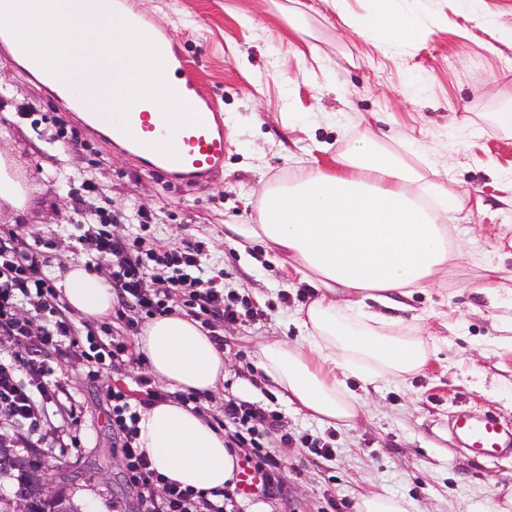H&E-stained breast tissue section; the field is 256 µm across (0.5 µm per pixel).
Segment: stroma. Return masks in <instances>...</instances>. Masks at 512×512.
<instances>
[{
    "label": "stroma",
    "instance_id": "stroma-1",
    "mask_svg": "<svg viewBox=\"0 0 512 512\" xmlns=\"http://www.w3.org/2000/svg\"><path fill=\"white\" fill-rule=\"evenodd\" d=\"M440 23L408 48L380 49L345 28L330 0H133L178 40L189 69L224 116V170L205 186L178 187L143 174L128 155L90 138L92 155L49 143L36 122L56 112L77 120L0 55V165L21 187L18 204L0 199V228L35 234L46 260L45 276L86 260L78 216L65 202L69 178L92 171L110 208L130 206L158 214L145 233L158 251L186 240L204 245L207 274L224 276L225 291L262 309L253 319L215 322L223 336L227 375L216 391L201 395L205 419L222 417L234 398L278 411L293 440L274 444L284 464V493L237 496L235 512H325L329 499L356 512L360 493L402 496L421 512H512V457L473 460L448 435V417L471 409L512 424V333L503 331L511 308H490L480 291L481 263L501 266L512 289V135L491 114L512 103V46L497 41L486 17L512 22V0H483L484 18L460 14L456 0H426ZM372 114L385 143L424 175L450 171L448 188L470 197L450 226L463 258L443 281L414 292L405 319L422 315L433 333L435 354L427 368L401 380L366 386L353 379L364 413L354 425L332 426L288 406L258 365L257 348L272 338L295 339L291 321L306 306L308 284L284 289V272L256 243L240 258L224 238L228 223L253 222L263 184H276L316 167L329 156L320 144L343 145L356 137L359 114ZM60 376L65 392L49 406L42 425L66 447L20 449L55 475L77 512H138L136 491L125 477L115 446L106 385L138 396L148 365L87 375L90 341L111 342L119 321L90 322ZM331 442L326 459L305 439Z\"/></svg>",
    "mask_w": 512,
    "mask_h": 512
}]
</instances>
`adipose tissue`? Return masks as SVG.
I'll return each mask as SVG.
<instances>
[{
    "instance_id": "adipose-tissue-1",
    "label": "adipose tissue",
    "mask_w": 512,
    "mask_h": 512,
    "mask_svg": "<svg viewBox=\"0 0 512 512\" xmlns=\"http://www.w3.org/2000/svg\"><path fill=\"white\" fill-rule=\"evenodd\" d=\"M366 20L342 14L345 26L378 46L407 47L423 27L376 0ZM332 168L267 186L258 218L234 224L232 245L246 253L264 242L288 265L283 288L306 283L315 298L299 310L295 340L262 344L260 368L286 402L330 423L352 424L363 404L346 385L399 379L428 365L432 346L423 324L391 317L397 297L433 284L462 252L448 238L454 213L466 204L409 165L378 135L364 130L332 154ZM55 286L83 319L112 309L108 277L84 264L70 265ZM151 374L169 386L207 393L224 382V352L201 325L172 313L152 318L138 340ZM136 443L156 472L183 488L220 491L233 485L235 457L224 434L178 403L140 409Z\"/></svg>"
}]
</instances>
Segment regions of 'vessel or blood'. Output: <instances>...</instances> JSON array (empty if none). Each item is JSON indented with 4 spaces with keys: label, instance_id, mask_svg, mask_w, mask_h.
<instances>
[{
    "label": "vessel or blood",
    "instance_id": "obj_1",
    "mask_svg": "<svg viewBox=\"0 0 512 512\" xmlns=\"http://www.w3.org/2000/svg\"><path fill=\"white\" fill-rule=\"evenodd\" d=\"M113 14L149 34L166 62V76L177 79V94L187 103L198 121L178 131H170L163 112L153 101H143L141 107L126 118L103 120L96 112L85 115V124L96 137L110 146L133 156L141 170L162 182L193 187L211 180L224 168V128L220 113L215 112L206 94L187 71L185 59L176 46L172 33L152 20L137 14L131 0H107ZM31 77L47 81L52 96L64 108L74 109L83 104L84 88L89 78L106 73L105 62L96 56L86 59L83 67L74 69L67 79H60L28 62ZM172 139L176 158L153 150V143ZM450 431L465 455L481 459L502 458L512 447V426L490 415L460 413L452 416Z\"/></svg>",
    "mask_w": 512,
    "mask_h": 512
}]
</instances>
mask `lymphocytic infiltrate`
Masks as SVG:
<instances>
[{
	"label": "lymphocytic infiltrate",
	"mask_w": 512,
	"mask_h": 512,
	"mask_svg": "<svg viewBox=\"0 0 512 512\" xmlns=\"http://www.w3.org/2000/svg\"><path fill=\"white\" fill-rule=\"evenodd\" d=\"M69 196L82 206L86 227L79 240L93 260L110 268L117 297L114 313L125 320L130 331H137L142 320L172 313L177 301L187 313L198 310L237 321L238 300L218 288L213 278L204 277L198 243L184 242L173 253L144 250L140 232L156 221L155 215L148 213L140 216L139 234H112L109 227L120 217L102 206L103 189L94 177L82 179L79 186L70 189ZM43 263L37 247L17 231L0 229V342L14 349L12 358L0 359V417L28 429L24 435L0 433V442L15 448L34 446L33 435L40 428L46 407L62 391L54 368L29 356V348L51 351L62 361L77 334L56 301L51 280L42 272ZM109 399L112 432L122 449L126 477L138 491V512H227L234 500L233 489H183L152 469L146 454L135 444L136 405L116 387L110 389ZM274 439L282 443L289 440L277 411L233 399L225 403L224 445L250 449L247 462L261 472L268 497L280 491L282 463L267 446Z\"/></svg>",
	"instance_id": "lymphocytic-infiltrate-1"
}]
</instances>
